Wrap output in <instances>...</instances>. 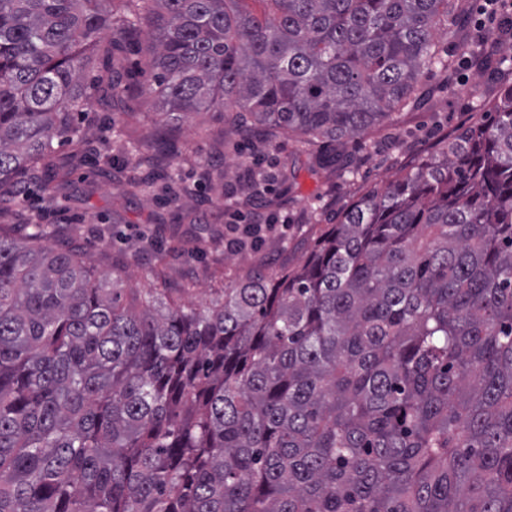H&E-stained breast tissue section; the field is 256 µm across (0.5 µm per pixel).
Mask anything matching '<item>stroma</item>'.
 <instances>
[{"instance_id":"35a3bbf8","label":"stroma","mask_w":512,"mask_h":512,"mask_svg":"<svg viewBox=\"0 0 512 512\" xmlns=\"http://www.w3.org/2000/svg\"><path fill=\"white\" fill-rule=\"evenodd\" d=\"M446 44L456 71L450 76L435 70L424 74L422 85L433 90L432 100L395 115L360 141L344 144L356 174H332L294 160L293 140L268 141L256 133L241 140L240 158L228 160L223 180L205 178L204 162L218 156L224 139L222 113L169 118L155 108L151 94L126 93L80 114L82 129L96 145L109 124L124 127L132 137L152 139L161 135V122L179 128L178 151L166 162L196 186L195 198L175 206L159 194H126L92 163L72 171L64 198L52 205L42 201L34 181H26L22 198L0 216V230L24 238L34 225H42L56 249L75 251L85 263L117 276L124 301L154 286L168 289L185 304L206 308L228 274L304 264L316 241L359 196L398 180L414 158L446 136L487 120L477 105L479 97L511 83L512 74L476 73L459 40L450 38ZM292 163L299 167L294 182L272 183L266 200L242 202L240 183L249 169L276 173ZM250 223L266 225L261 242L235 255L228 252V238Z\"/></svg>"}]
</instances>
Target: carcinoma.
I'll return each instance as SVG.
<instances>
[{
    "label": "carcinoma",
    "mask_w": 512,
    "mask_h": 512,
    "mask_svg": "<svg viewBox=\"0 0 512 512\" xmlns=\"http://www.w3.org/2000/svg\"><path fill=\"white\" fill-rule=\"evenodd\" d=\"M0 0V208L88 162L84 72L146 42L169 113L343 144L492 43L467 0ZM493 119L353 201L305 263L250 272L205 311L145 307L74 252L0 233V512H512V84ZM134 192L193 188L155 141ZM68 142L64 156L55 143ZM251 170L243 189L272 180Z\"/></svg>",
    "instance_id": "obj_1"
}]
</instances>
